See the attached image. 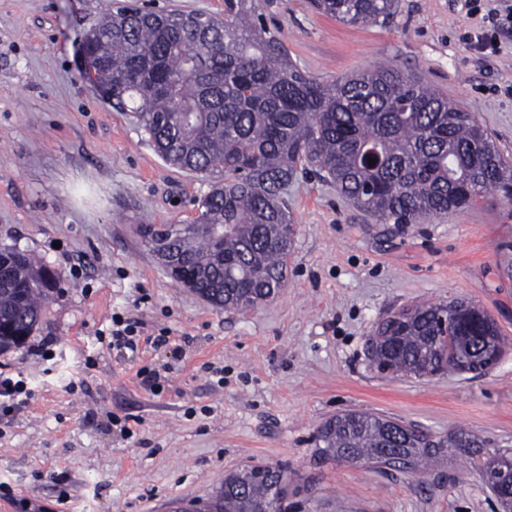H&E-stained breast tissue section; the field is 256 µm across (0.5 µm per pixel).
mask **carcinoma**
Wrapping results in <instances>:
<instances>
[{
  "label": "carcinoma",
  "instance_id": "cac0c4a2",
  "mask_svg": "<svg viewBox=\"0 0 512 512\" xmlns=\"http://www.w3.org/2000/svg\"><path fill=\"white\" fill-rule=\"evenodd\" d=\"M254 0H224V18L156 12L127 3L84 34L83 77L117 110L131 112L168 165L209 190L189 224L143 236L168 275L219 309H246L280 293L295 238L284 194L298 172L333 184L385 224L450 215L497 191L512 202V166L475 117L415 78L380 65L330 83L288 61L281 40L255 25ZM348 24L375 23L395 0H312ZM375 160L369 165V160ZM48 269L0 248V350L26 341L55 288ZM461 299L403 309L375 329L371 359L420 376L444 354L503 350L495 322ZM403 421L351 410L324 421L320 451L383 466L404 458L419 474L448 449L478 462L482 442L454 431L429 444ZM283 465L230 471L207 512H268Z\"/></svg>",
  "mask_w": 512,
  "mask_h": 512
}]
</instances>
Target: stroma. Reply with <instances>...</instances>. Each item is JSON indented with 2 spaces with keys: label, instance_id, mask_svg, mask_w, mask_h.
Masks as SVG:
<instances>
[{
  "label": "stroma",
  "instance_id": "1",
  "mask_svg": "<svg viewBox=\"0 0 512 512\" xmlns=\"http://www.w3.org/2000/svg\"><path fill=\"white\" fill-rule=\"evenodd\" d=\"M117 3L0 0V247L58 277L26 342L0 351V373L29 392L0 417V512H167L207 499L225 472L275 463L305 512H497L456 452L421 475L358 467L320 457L317 431L359 409L512 448V204L491 192L446 217L385 224L299 175L281 292L255 309H216L137 234L191 222L207 181L167 165L132 114L79 74L83 33ZM501 5L396 0L388 21L351 25L309 0H258L254 20L322 81L385 63L436 88L512 163V37L489 56L469 41ZM459 298L508 341L488 374L415 378L370 363L368 340L388 314ZM116 312L140 322L138 351L100 343ZM163 331L168 344L153 348Z\"/></svg>",
  "mask_w": 512,
  "mask_h": 512
}]
</instances>
